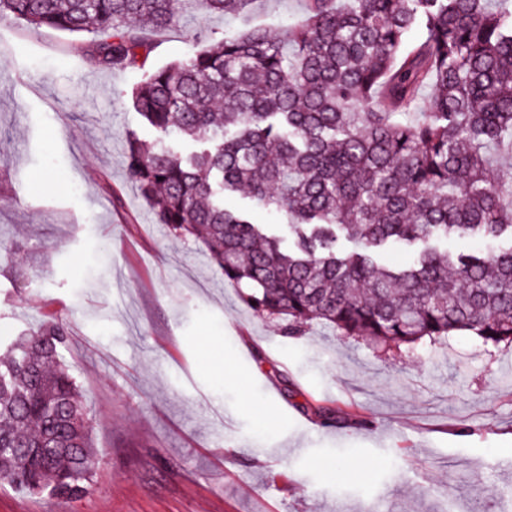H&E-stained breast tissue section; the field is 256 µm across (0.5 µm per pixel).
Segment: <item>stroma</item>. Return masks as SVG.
I'll return each mask as SVG.
<instances>
[{
	"label": "stroma",
	"mask_w": 512,
	"mask_h": 512,
	"mask_svg": "<svg viewBox=\"0 0 512 512\" xmlns=\"http://www.w3.org/2000/svg\"><path fill=\"white\" fill-rule=\"evenodd\" d=\"M303 0H257L281 36ZM237 16L186 0L109 71L89 36L0 17V346L50 321L94 448L76 498L0 486V512H512V345L381 346L252 312L128 180L146 72Z\"/></svg>",
	"instance_id": "obj_1"
}]
</instances>
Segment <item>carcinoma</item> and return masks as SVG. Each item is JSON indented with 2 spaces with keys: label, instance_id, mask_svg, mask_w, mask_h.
I'll return each mask as SVG.
<instances>
[{
  "label": "carcinoma",
  "instance_id": "1",
  "mask_svg": "<svg viewBox=\"0 0 512 512\" xmlns=\"http://www.w3.org/2000/svg\"><path fill=\"white\" fill-rule=\"evenodd\" d=\"M182 2L0 0V15L90 35V59L123 70L149 50L141 26H170ZM201 2L241 14L252 0ZM305 2L280 38L226 31L145 75L132 107L192 149L131 133L128 180L251 310L292 331L512 343V183L492 178L512 166V0ZM243 188L282 215L292 247L224 208ZM396 249L410 264L386 263ZM65 338L54 322L0 355V484L86 488L93 448Z\"/></svg>",
  "mask_w": 512,
  "mask_h": 512
}]
</instances>
